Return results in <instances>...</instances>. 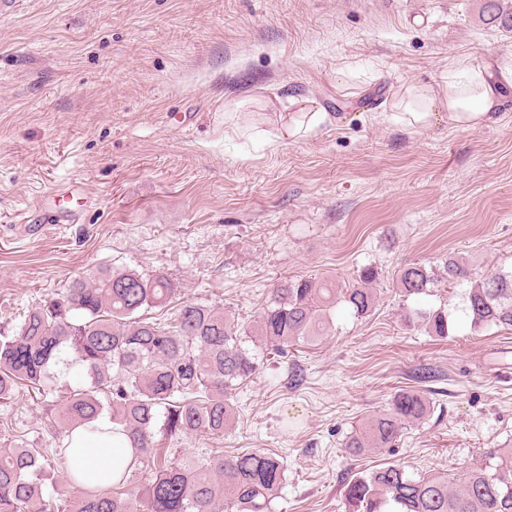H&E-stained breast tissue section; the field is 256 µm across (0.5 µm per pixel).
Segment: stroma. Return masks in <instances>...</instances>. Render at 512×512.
Here are the masks:
<instances>
[{"mask_svg":"<svg viewBox=\"0 0 512 512\" xmlns=\"http://www.w3.org/2000/svg\"><path fill=\"white\" fill-rule=\"evenodd\" d=\"M484 0H16L0 13V333L72 277L98 267L162 272L176 302L258 321L296 277L354 284L377 268V302L346 305L318 340L267 351L231 401L221 439H174L173 459L261 451L283 459L272 512H344L350 473L393 462L459 476L512 446V331L471 333L460 287L404 301L413 263L451 256L474 279L512 269V93L475 130L409 129L376 85H433L464 58L512 69V32L483 24ZM310 98L322 133L271 147L224 124L261 98ZM91 192L52 220L56 190ZM448 308L447 340L407 311ZM78 365L49 394L0 403V448H49ZM402 389L430 414L393 450L346 454L347 436Z\"/></svg>","mask_w":512,"mask_h":512,"instance_id":"1","label":"stroma"}]
</instances>
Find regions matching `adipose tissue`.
Instances as JSON below:
<instances>
[{
    "mask_svg": "<svg viewBox=\"0 0 512 512\" xmlns=\"http://www.w3.org/2000/svg\"><path fill=\"white\" fill-rule=\"evenodd\" d=\"M460 68L461 75L442 76L433 86L402 85L391 104L396 122L406 128H417L444 120L449 127L460 130L485 125L498 107L503 92L512 88V70L493 74L487 67L472 64L468 59L461 62ZM264 120L272 126L275 140H297L320 130L328 115L315 101L302 99L296 110L268 112ZM96 426L93 433L75 429L71 437L78 478L86 486L113 482L114 460H122L126 465L134 461L127 439L114 433L111 421L101 419Z\"/></svg>",
    "mask_w": 512,
    "mask_h": 512,
    "instance_id": "adipose-tissue-1",
    "label": "adipose tissue"
}]
</instances>
